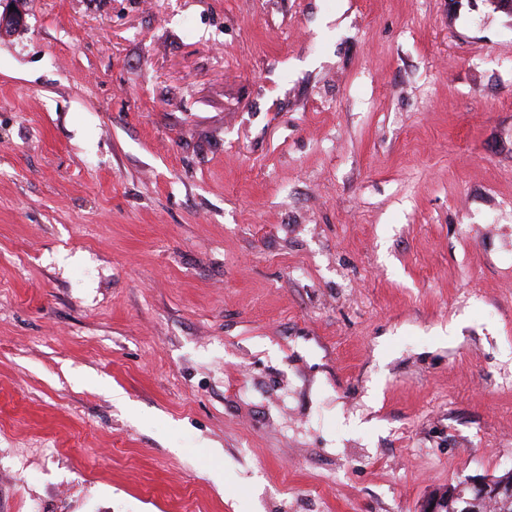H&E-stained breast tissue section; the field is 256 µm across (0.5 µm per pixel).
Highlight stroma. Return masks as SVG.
<instances>
[{
    "mask_svg": "<svg viewBox=\"0 0 512 512\" xmlns=\"http://www.w3.org/2000/svg\"><path fill=\"white\" fill-rule=\"evenodd\" d=\"M0 36V512H418L512 470V18L26 0Z\"/></svg>",
    "mask_w": 512,
    "mask_h": 512,
    "instance_id": "35a3bbf8",
    "label": "stroma"
}]
</instances>
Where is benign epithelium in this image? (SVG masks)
I'll return each instance as SVG.
<instances>
[{
  "label": "benign epithelium",
  "instance_id": "1",
  "mask_svg": "<svg viewBox=\"0 0 512 512\" xmlns=\"http://www.w3.org/2000/svg\"><path fill=\"white\" fill-rule=\"evenodd\" d=\"M14 10L0 14V29L22 25L23 12L16 6V0H5ZM512 500V481L498 480L491 476L476 475L453 485L443 486L431 492L420 505L418 512H448V505H454V512H474L475 505Z\"/></svg>",
  "mask_w": 512,
  "mask_h": 512
}]
</instances>
